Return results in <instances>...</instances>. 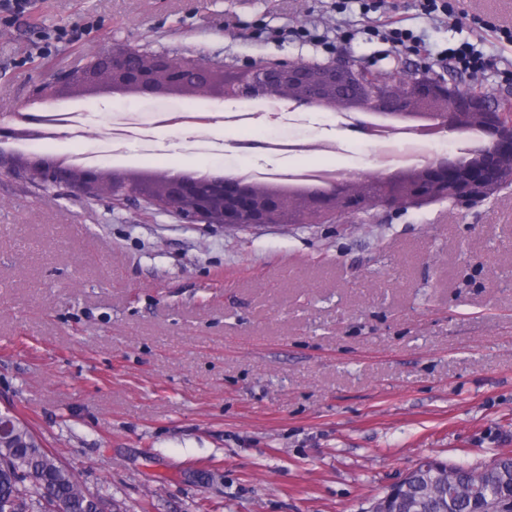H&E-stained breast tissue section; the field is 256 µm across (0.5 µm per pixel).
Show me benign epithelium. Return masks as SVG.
<instances>
[{
    "label": "benign epithelium",
    "instance_id": "obj_1",
    "mask_svg": "<svg viewBox=\"0 0 512 512\" xmlns=\"http://www.w3.org/2000/svg\"><path fill=\"white\" fill-rule=\"evenodd\" d=\"M136 85L144 96H163L172 86L191 85L203 94L231 98H272L285 87L295 89L289 97L295 106H313L329 97L354 102L363 111L355 128L368 133L369 117L381 114L388 124L396 123L413 103L427 104L446 100L443 111L436 113L431 131L436 134H458L474 121L490 140V149L475 161L464 165L453 154L437 156L427 162L424 173L412 181H402L387 174L367 182V190L357 192L359 177L353 173L342 176L328 189L308 193L305 201L293 212L287 201L268 197L257 201L247 180L222 178L190 179L171 177L164 192L157 193L147 183L115 177L108 193L115 202L137 197L148 204L180 216L191 224H219L226 228H247L264 224H372L374 211L420 210L447 202L472 205L485 198L490 188L502 185L504 168L512 166V101L490 102L474 89L454 90L448 95V82L443 77L428 83L417 74L407 80L402 94L396 95L384 80L372 77L353 61L338 58L329 64L259 63L229 82L215 85L214 77L224 73L218 65H204L193 59L155 52L150 55L117 47L106 56L95 58L78 73L67 75L65 85L92 82L99 71ZM22 170L30 180L45 188L73 185L86 195L96 196L98 170L86 169L82 180L74 183L70 174L61 172L47 160L31 156L19 158L0 153V175L11 169ZM23 421L13 412L0 410V444L14 441ZM458 467L436 459L424 460L423 471L429 476L428 488L445 496L448 484L454 481ZM417 469L409 471L387 493L374 501L368 512H392L393 501L414 491Z\"/></svg>",
    "mask_w": 512,
    "mask_h": 512
}]
</instances>
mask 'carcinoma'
Returning <instances> with one entry per match:
<instances>
[{
    "label": "carcinoma",
    "instance_id": "carcinoma-1",
    "mask_svg": "<svg viewBox=\"0 0 512 512\" xmlns=\"http://www.w3.org/2000/svg\"><path fill=\"white\" fill-rule=\"evenodd\" d=\"M0 504H13L12 512H52V506H64V512H92L87 508L85 488L75 474L60 465L56 456L37 442L28 427H22L14 443L0 446ZM512 497V481L503 486L491 484L483 488L482 501ZM478 506L460 489L448 491V512H476Z\"/></svg>",
    "mask_w": 512,
    "mask_h": 512
}]
</instances>
